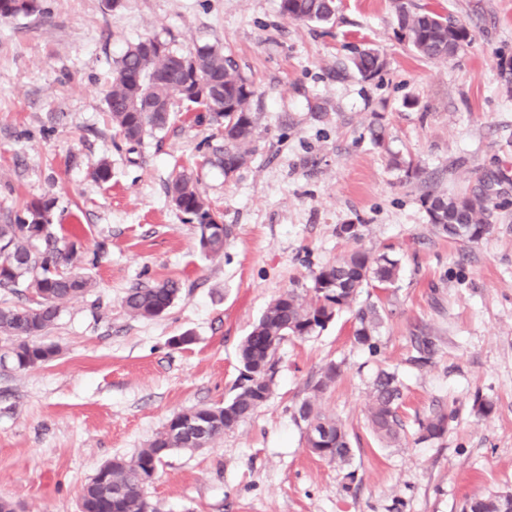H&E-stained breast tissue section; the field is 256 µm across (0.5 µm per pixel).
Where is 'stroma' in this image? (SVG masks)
Masks as SVG:
<instances>
[{
    "instance_id": "1",
    "label": "stroma",
    "mask_w": 512,
    "mask_h": 512,
    "mask_svg": "<svg viewBox=\"0 0 512 512\" xmlns=\"http://www.w3.org/2000/svg\"><path fill=\"white\" fill-rule=\"evenodd\" d=\"M407 3L463 23L470 44L448 61L421 57L396 33L393 0H336L332 21L310 25L283 17L279 0H39L36 14L0 19V224L52 200L75 271L95 283L42 335L53 360L16 368L0 335V499L77 512L105 463L137 454L175 413L232 398L238 346L268 304L358 249L400 263L395 285L371 292L387 313L379 355L354 344L348 309L284 341L271 398L205 449L168 458L145 497L162 512H460L512 488V88L501 78L512 0ZM154 37L183 53L222 46L252 82L250 154L233 175L206 164L221 140L194 105L139 145L113 126L117 63ZM363 48L385 61L369 80L350 66ZM375 121L388 131L381 146ZM103 161L105 182L93 176ZM182 172L232 229L221 255L201 249L197 224L166 194ZM485 185L484 239L436 232L426 193ZM167 279L181 293L166 313L125 311L130 288ZM186 333L192 343L174 346ZM419 336L432 343L425 362ZM331 361L342 373L320 407L350 434L346 469L312 454L292 416ZM381 367L404 385L405 435L392 448L366 420ZM478 396L489 417L476 414ZM437 412L445 434L421 438L420 420Z\"/></svg>"
}]
</instances>
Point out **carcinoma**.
I'll return each mask as SVG.
<instances>
[{
	"label": "carcinoma",
	"instance_id": "carcinoma-1",
	"mask_svg": "<svg viewBox=\"0 0 512 512\" xmlns=\"http://www.w3.org/2000/svg\"><path fill=\"white\" fill-rule=\"evenodd\" d=\"M281 14L302 23L328 22L335 15V0H280ZM397 34L419 55L428 59L449 60L470 43L468 28L431 10H413L404 0H395ZM354 69L365 79L378 75L383 61L372 49L356 51ZM171 71L182 81L219 80L224 85V100L203 104L210 121L222 130L224 144L213 150L209 162L228 175L245 163L253 129L248 80L234 59L216 45H206L183 54L168 49L163 55L147 57L141 43L130 46L119 61L112 78L106 105L112 124L129 144L166 127L169 112H152L158 98L174 99V88L156 81L155 75ZM171 203L197 222L201 248L211 254L224 250L231 234L222 216L214 211L181 173L167 186ZM492 198L487 192L449 196L431 191L422 205L438 232L454 240L477 242L489 232ZM52 202L30 203L26 217L13 224H0V288H24L34 294L36 306L0 307V335L16 340L10 351L13 364L26 369L52 360L57 349L37 338L54 325L60 313L59 302L84 293L89 279L60 271L71 254L62 245L64 228L51 223ZM399 261L386 253L374 255L357 250L312 275L309 292L291 289L273 300L239 346L241 377L237 393L222 406H202L201 414L211 415L208 439L231 430L264 405L273 393L275 356L281 343L292 337L304 339L325 328L344 309H354V343L374 355L377 335L384 316L373 301H359L366 288H390L399 277ZM181 288L173 280L128 290L123 304L128 313L140 318L160 316L177 299ZM340 365L329 362L311 388L308 397L294 408V418L306 429L327 437L314 455L343 468L350 464L353 448L349 435L337 417L323 413L321 395L340 376ZM403 384L388 369L378 370L372 384V403L368 425L376 438L388 447L401 441L398 417ZM448 427V415L436 413L420 422L425 439L441 437ZM200 450L196 437L189 433H158L129 461L117 457L103 465L83 488V512H159L158 506L142 493L145 476L158 470L172 454ZM462 512H512V491L494 490L475 496Z\"/></svg>",
	"mask_w": 512,
	"mask_h": 512
}]
</instances>
